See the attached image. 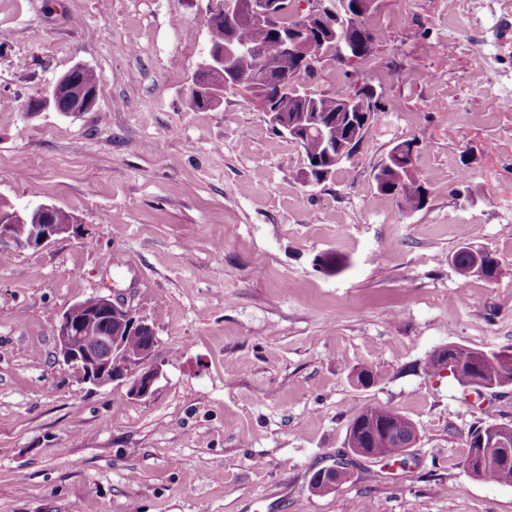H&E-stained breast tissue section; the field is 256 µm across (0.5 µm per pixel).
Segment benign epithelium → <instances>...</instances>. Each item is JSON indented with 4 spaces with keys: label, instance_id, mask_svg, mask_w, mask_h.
<instances>
[{
    "label": "benign epithelium",
    "instance_id": "7a95c632",
    "mask_svg": "<svg viewBox=\"0 0 512 512\" xmlns=\"http://www.w3.org/2000/svg\"><path fill=\"white\" fill-rule=\"evenodd\" d=\"M208 21H225L227 29L241 18L252 23L266 25L277 30L278 55L288 63L307 67L311 70L320 63L344 64L352 61L349 46V26L335 28L331 19L335 18L332 0H311L307 13L298 16L317 18L322 22L324 35L319 43L311 42L305 32L298 27L289 31L279 24V11L275 0H243L237 4L233 0H212ZM241 58H255L260 64L250 69L236 70L233 64ZM277 67L265 61L263 49L259 46H244L233 37L224 39V45L209 51L199 69L209 76L204 87L193 86L197 97H206L209 107L220 105L224 92L229 89L243 91L251 101L258 104L267 121L296 142L303 141V135L282 120L281 113L273 104L280 96L283 85L273 86L270 72ZM67 87L70 96L76 101H85L87 107L95 104L96 93H88L78 87L67 76H62L44 100L46 105H55L61 87ZM396 189L400 198L412 197L423 191V185L413 168L396 172ZM60 208L38 204L21 209L5 208L0 205V243H11L18 248L38 249L48 246L60 238L76 236L79 232L78 218L71 215L66 222L58 224L52 217ZM138 330L149 337V348L136 356L122 353V336ZM58 356L61 362L74 368L85 383L95 386L108 385L122 380L129 386V395L146 398L160 375V368L147 364L151 347L156 336L153 327L137 316V311L128 299L118 295H97L93 303L78 301L68 306L59 316L55 325ZM440 358L439 370L453 375L465 386H475L471 367L451 361L443 350L436 351Z\"/></svg>",
    "mask_w": 512,
    "mask_h": 512
}]
</instances>
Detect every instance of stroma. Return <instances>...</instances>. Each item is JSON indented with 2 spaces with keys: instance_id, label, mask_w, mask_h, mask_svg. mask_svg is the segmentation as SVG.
<instances>
[{
  "instance_id": "obj_1",
  "label": "stroma",
  "mask_w": 512,
  "mask_h": 512,
  "mask_svg": "<svg viewBox=\"0 0 512 512\" xmlns=\"http://www.w3.org/2000/svg\"><path fill=\"white\" fill-rule=\"evenodd\" d=\"M208 6L0 0V204L81 224L37 250L0 244V512H244L258 497L272 512H512V486L463 465L470 430L512 425V385L469 396L423 369L450 344L512 352V0H377L363 77L385 110L314 185L241 93L193 106ZM78 64L94 106H43ZM409 139L429 191L417 211L373 180ZM463 243L500 259L498 282L458 273ZM328 253L340 272L320 268ZM115 291L155 330L146 398L57 359L59 314ZM369 405L417 442L313 493Z\"/></svg>"
}]
</instances>
